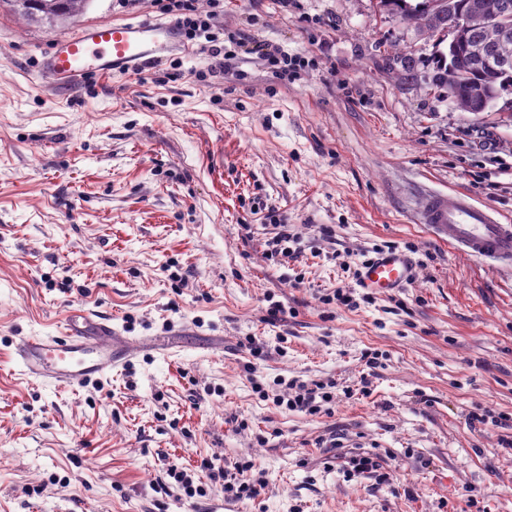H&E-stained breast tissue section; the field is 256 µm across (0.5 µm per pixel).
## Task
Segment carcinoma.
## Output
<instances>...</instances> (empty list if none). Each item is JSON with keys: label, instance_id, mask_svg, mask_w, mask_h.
<instances>
[{"label": "carcinoma", "instance_id": "1", "mask_svg": "<svg viewBox=\"0 0 512 512\" xmlns=\"http://www.w3.org/2000/svg\"><path fill=\"white\" fill-rule=\"evenodd\" d=\"M420 0L413 8H405L406 0H377L383 11H400L401 17L418 24L427 33H448V0ZM89 0H12L14 12L28 22L51 24L74 19L85 11ZM482 47L498 55L512 59V38L499 40L488 28L457 30L452 52L442 53L434 62L431 84L448 94L456 106L469 111L472 92L477 87L485 88L495 100L501 90L512 87V69L490 75L477 68L473 60V49Z\"/></svg>", "mask_w": 512, "mask_h": 512}]
</instances>
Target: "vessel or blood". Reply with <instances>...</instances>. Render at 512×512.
Returning a JSON list of instances; mask_svg holds the SVG:
<instances>
[{
    "mask_svg": "<svg viewBox=\"0 0 512 512\" xmlns=\"http://www.w3.org/2000/svg\"><path fill=\"white\" fill-rule=\"evenodd\" d=\"M174 24L155 21L90 23L60 40L45 57L44 78L76 80L131 69L162 60L182 48ZM417 223L432 235L464 254L482 261L512 262V225L489 208L460 192L425 194L417 211ZM414 278L409 256L399 250L384 251L361 269L364 287L386 293ZM62 336H25L15 345V362L31 377L66 388L102 380L124 366L129 356L123 341L107 321L89 316H70Z\"/></svg>",
    "mask_w": 512,
    "mask_h": 512,
    "instance_id": "b4317fda",
    "label": "vessel or blood"
}]
</instances>
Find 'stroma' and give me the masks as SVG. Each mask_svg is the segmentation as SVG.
<instances>
[{
	"mask_svg": "<svg viewBox=\"0 0 512 512\" xmlns=\"http://www.w3.org/2000/svg\"><path fill=\"white\" fill-rule=\"evenodd\" d=\"M156 17L90 0L49 27L0 5V512H512V266L414 219L459 190L512 220V91L461 111L430 83L438 37L376 0H223L233 58L204 82L202 38L139 72L41 77L80 23ZM256 42L302 67L280 79ZM279 222L298 258L268 256ZM389 246L414 281L358 287ZM342 286L353 306L324 303ZM75 312L109 319L125 366L76 389L21 373L15 340ZM302 382L333 383L319 414L276 405ZM358 454L393 483L344 474ZM207 462L268 489L229 498Z\"/></svg>",
	"mask_w": 512,
	"mask_h": 512,
	"instance_id": "1",
	"label": "stroma"
}]
</instances>
